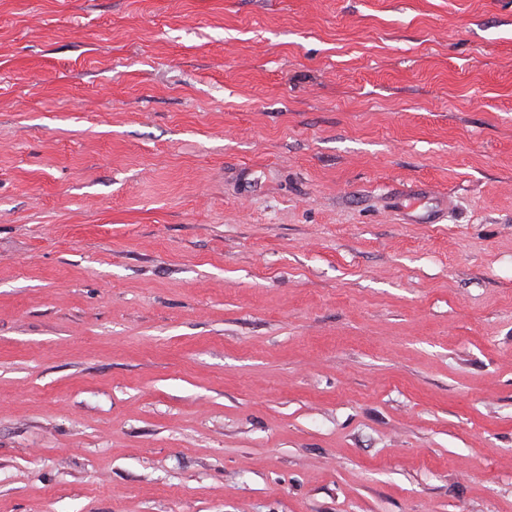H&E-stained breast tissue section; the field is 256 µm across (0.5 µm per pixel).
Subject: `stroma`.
Here are the masks:
<instances>
[{
	"label": "stroma",
	"instance_id": "1",
	"mask_svg": "<svg viewBox=\"0 0 512 512\" xmlns=\"http://www.w3.org/2000/svg\"><path fill=\"white\" fill-rule=\"evenodd\" d=\"M0 512H512V0H0Z\"/></svg>",
	"mask_w": 512,
	"mask_h": 512
}]
</instances>
